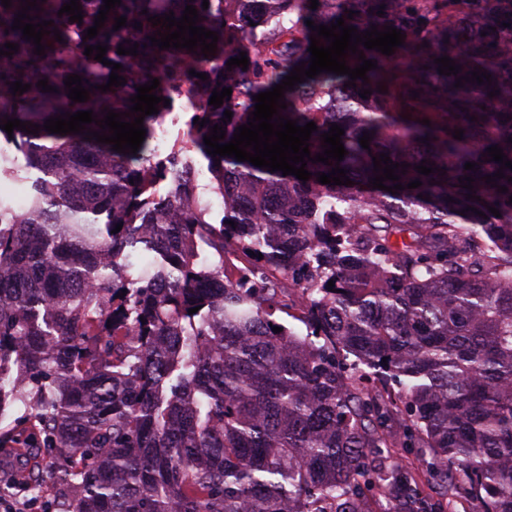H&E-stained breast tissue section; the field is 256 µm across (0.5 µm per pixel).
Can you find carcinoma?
<instances>
[{"label":"carcinoma","mask_w":512,"mask_h":512,"mask_svg":"<svg viewBox=\"0 0 512 512\" xmlns=\"http://www.w3.org/2000/svg\"><path fill=\"white\" fill-rule=\"evenodd\" d=\"M11 2L0 4V50L19 49L0 56V125L41 129L0 128L17 152L0 148V175L28 190L23 212L0 219V411L29 410L27 434L0 429V458L17 461L6 481L36 497L53 485L59 503L45 512H369L370 492L383 512L457 499L512 512V168L491 186L484 176L500 163L482 157L497 145L512 161V0H264L253 26L244 0L206 10L203 0H121L92 39L103 0H79L80 23L58 15L70 0H37L34 23L52 22L43 55L12 29L22 0ZM188 5L196 26L217 32L215 53L151 45L166 29L147 18L179 19ZM119 16L126 26L115 31ZM340 18L360 33L405 34L390 56L358 45L377 68L354 88L323 72L284 92L279 115L317 126L310 156L336 123L344 159L307 162L306 182L215 162L210 129L231 141L253 96L309 68L306 21ZM99 43L126 79L106 92L95 86L112 67L84 55ZM136 43L138 55L117 54ZM241 52L247 70L227 68ZM445 55L459 75L482 69L490 81L455 87L435 64ZM72 74L87 101L69 99ZM45 78L56 91L37 87ZM154 78L170 103L144 118L135 154L85 138L102 131L95 123L78 134L42 128L88 110L131 122L129 98ZM16 81L31 88L15 95ZM229 87L221 107L209 104ZM191 96L186 135L158 151L156 127ZM187 152L206 161L207 188L224 199L217 221ZM381 153L408 164L383 182L405 189L372 188ZM425 160L436 172L414 169ZM337 166L352 184L317 181ZM403 448L419 449L426 470L402 463Z\"/></svg>","instance_id":"obj_1"}]
</instances>
